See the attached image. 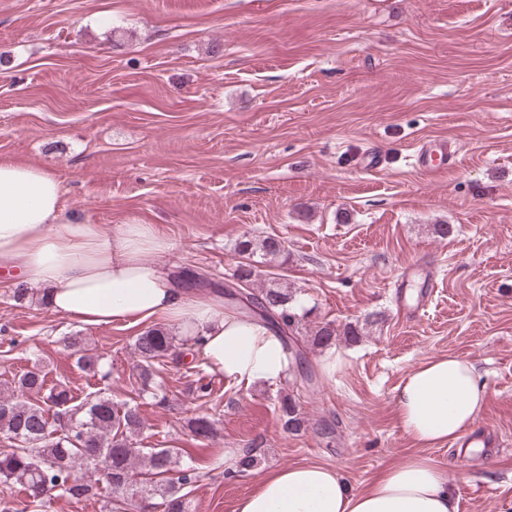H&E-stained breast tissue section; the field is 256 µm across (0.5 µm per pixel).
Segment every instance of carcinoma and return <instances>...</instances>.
<instances>
[{"instance_id": "carcinoma-1", "label": "carcinoma", "mask_w": 512, "mask_h": 512, "mask_svg": "<svg viewBox=\"0 0 512 512\" xmlns=\"http://www.w3.org/2000/svg\"><path fill=\"white\" fill-rule=\"evenodd\" d=\"M237 249L249 256L260 251L271 259L285 251L275 237L257 241L246 236ZM252 275L250 269L241 270L237 282L230 284L232 290L224 294V303L276 330L294 364L302 363L303 352L288 336L299 322L292 296L279 288L249 290ZM334 340L336 329L325 323L317 327L313 345L328 347ZM177 344V336L162 326L149 327L136 336L134 350L142 386L149 385L162 360L180 356ZM46 382L47 373L35 363L18 375L11 393L0 394V431L11 442L10 449L0 451L1 483L20 485L25 502L35 507L46 508L57 496L81 500L101 484L109 490V512H124L127 504L139 508L143 503L153 509L161 507L163 512H189L183 490L196 481V469L178 467V451L173 448H153L140 455L134 446L143 429L138 406L115 403L99 390L79 398L61 386L48 389ZM45 389L44 402L25 400L26 395ZM48 403L56 408L52 418L45 408ZM278 403L283 430L301 431L305 421L293 396L281 393ZM190 430L195 437L206 439L213 433V422L206 416L197 417L190 422ZM138 460L154 477L148 485L133 481Z\"/></svg>"}]
</instances>
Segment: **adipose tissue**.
Returning <instances> with one entry per match:
<instances>
[{
  "label": "adipose tissue",
  "instance_id": "ef3b65f1",
  "mask_svg": "<svg viewBox=\"0 0 512 512\" xmlns=\"http://www.w3.org/2000/svg\"><path fill=\"white\" fill-rule=\"evenodd\" d=\"M62 195L60 180L38 165L0 162V269L44 289L50 311L89 326L176 324L197 340L206 370L231 385L287 377L291 364L270 329L225 308L223 299L177 287L159 261L173 245L154 225L133 220L107 236L66 212ZM484 397L469 360L440 356L398 386L399 421L414 443L436 446L461 436ZM450 477L449 469L411 457L354 492L335 469L299 464L261 476L237 512H456Z\"/></svg>",
  "mask_w": 512,
  "mask_h": 512
}]
</instances>
